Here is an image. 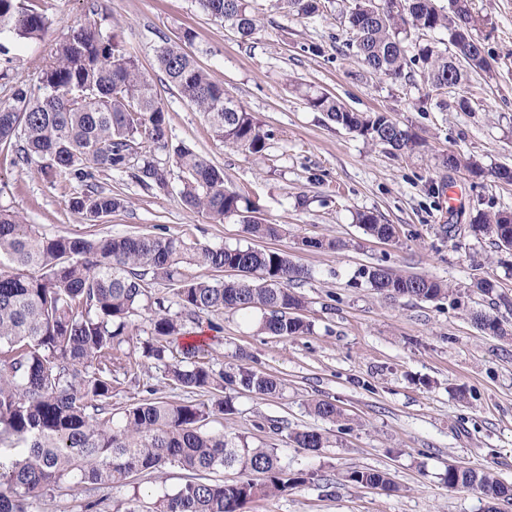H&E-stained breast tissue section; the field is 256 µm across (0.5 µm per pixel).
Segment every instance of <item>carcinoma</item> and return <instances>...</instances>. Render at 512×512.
<instances>
[{"instance_id":"1","label":"carcinoma","mask_w":512,"mask_h":512,"mask_svg":"<svg viewBox=\"0 0 512 512\" xmlns=\"http://www.w3.org/2000/svg\"><path fill=\"white\" fill-rule=\"evenodd\" d=\"M212 18L241 38L258 28L254 0H195ZM288 11L314 17L325 0H279ZM346 47L366 69L394 81L412 82L420 73L428 88L462 86L468 72H485L490 64L474 44L480 19L469 0H350L345 13ZM50 24L35 0H0V37L32 41ZM446 31L448 40L431 37ZM166 41L156 50V64L168 83L202 112L215 138L245 155L265 150L270 131L226 96L184 43ZM52 60L33 89L4 69L13 81L11 101L0 105V146L13 153V164L32 167L55 185L78 181L85 191L71 208L95 222L126 208L127 201L104 191L99 177L124 170L141 185L167 192L178 171V194L184 205L214 224L230 216L254 238H272L277 224L257 216L255 203L224 185V171L194 150L171 148L166 114L155 85L138 60L117 39L88 21L70 27L56 44ZM306 104L337 126L365 139L413 151L421 145L410 129L388 112L359 114L327 93L306 95ZM168 155L167 161L158 153ZM450 169L478 175L480 164L460 154L442 159ZM355 223L373 237H393L391 224L359 211ZM470 227L495 238L512 231V212H479ZM0 512H28L29 499L63 487L86 484L124 485L145 471L173 464L191 474L181 486L165 492L151 512H243L260 497L284 492L315 480V474L281 464L276 449L255 445L242 435L214 431L208 425L235 410L224 388L269 396L280 383L268 374L239 365L227 372L208 360V344L177 340L188 335L185 321L202 327L200 317L213 312L260 308L268 311L261 330L272 336H298L308 330L298 312L304 300L290 283L305 270L287 255L253 247H187L176 236L48 237L19 213L0 210ZM184 263L222 272L240 271L232 280H187ZM359 276L380 294L436 300L449 289L425 276L403 275L383 266L362 269ZM156 281L178 284L174 297L180 311L170 313L168 299L157 297L151 335L141 342L142 356L163 363L166 380L189 390L210 393L208 403L171 404L160 398L130 403L112 413L116 373L138 379L140 363L123 347L137 336L135 317ZM484 329L506 335L495 314L478 313ZM313 413L332 422L342 417L335 403L320 399ZM294 447L319 452L326 447L315 429L287 433ZM236 469L247 478L210 479ZM264 474L255 482L248 478ZM352 483L397 491L388 474L353 470ZM448 487L482 491L491 500H512V484L490 472L448 468Z\"/></svg>"}]
</instances>
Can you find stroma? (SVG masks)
Returning a JSON list of instances; mask_svg holds the SVG:
<instances>
[{
  "mask_svg": "<svg viewBox=\"0 0 512 512\" xmlns=\"http://www.w3.org/2000/svg\"><path fill=\"white\" fill-rule=\"evenodd\" d=\"M255 5L261 23L245 41L195 0H100L94 14L87 0H53L45 39L10 45L9 55L15 72L37 85L55 43L69 27L92 20L116 32L156 79V48L192 30L189 50L196 60L273 136L263 153L244 155L217 140L203 115L164 86L172 143L222 168L226 186L247 193L264 222L282 226L281 236L251 238L234 217L211 223L188 209L177 190H150L119 171L100 184L126 197L128 207L91 222L69 206L77 184L50 186L3 152L0 208L20 212L50 237L174 235L190 247L280 251L304 267L293 288L305 301L309 333H262L258 309L211 315L218 326L210 341L215 369L243 360L282 383L272 396L236 393L225 433L246 435L277 449L289 468L319 475L253 500L243 512H485L481 491L449 487L446 473L461 464L512 484V311L497 312L502 337L473 321L489 308L477 279H494L499 293L512 299V254L469 229L477 211L512 210V183L493 175L497 167L512 168V0H472L491 70L469 74L459 92L448 93L444 112L423 104V85L371 75L346 51L347 34L336 19L341 0H330L327 12L314 18L279 9L275 0ZM300 86L337 95L357 112H390L422 145L399 153L368 142L311 110L296 92ZM460 95L469 99L470 111L456 108ZM451 151L479 159L482 176L443 167ZM358 211L394 225V239L366 235L353 221ZM310 239H333L337 246L310 248ZM377 264L442 281L458 301L377 293L358 276ZM142 364L141 383L124 380L113 408L146 398L149 385L173 404L209 400V393L169 385L160 362L146 358ZM319 399L335 402L342 419L315 416L310 405ZM272 420L292 430H318L327 446L318 454L293 447L269 430ZM365 468L388 473L396 492L347 480L349 471ZM187 477L169 464L128 485L44 494L31 500L29 512H80L82 503L100 497L106 512H146L154 495Z\"/></svg>",
  "mask_w": 512,
  "mask_h": 512,
  "instance_id": "35a3bbf8",
  "label": "stroma"
}]
</instances>
